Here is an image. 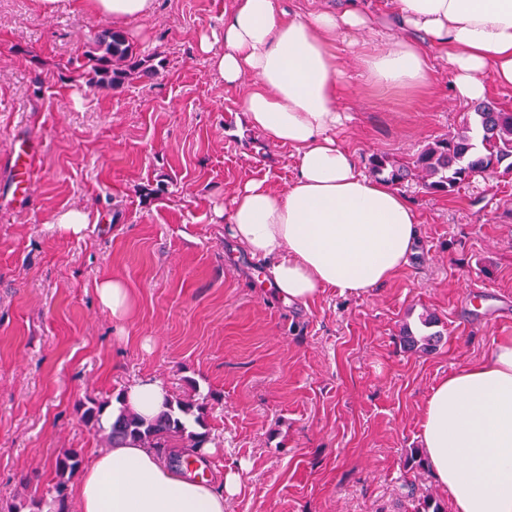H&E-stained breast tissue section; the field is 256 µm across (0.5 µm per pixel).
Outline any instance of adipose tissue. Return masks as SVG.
<instances>
[{
    "mask_svg": "<svg viewBox=\"0 0 512 512\" xmlns=\"http://www.w3.org/2000/svg\"><path fill=\"white\" fill-rule=\"evenodd\" d=\"M114 27L150 17L154 0H80ZM378 25L362 0L341 10L288 13L277 0H234L224 15V48L199 49L225 85L249 83L239 103L249 125L288 147L295 174L286 191L241 184L225 222L238 249L256 259L268 294L309 305L329 290L368 296L407 265L421 236L414 206L399 189L365 175L334 132L349 83L337 43L355 47L356 66L378 93L421 94L433 83L426 45L448 59L461 102L484 100L490 85L512 89V0H386ZM170 393L145 377L113 409L145 418ZM422 445L452 512H512V337L482 360L442 377L420 416ZM240 476L222 489L127 440L99 450L76 485L79 512H224Z\"/></svg>",
    "mask_w": 512,
    "mask_h": 512,
    "instance_id": "obj_1",
    "label": "adipose tissue"
}]
</instances>
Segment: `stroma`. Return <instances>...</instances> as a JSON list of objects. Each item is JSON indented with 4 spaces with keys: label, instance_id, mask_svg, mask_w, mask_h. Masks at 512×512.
<instances>
[{
    "label": "stroma",
    "instance_id": "1",
    "mask_svg": "<svg viewBox=\"0 0 512 512\" xmlns=\"http://www.w3.org/2000/svg\"><path fill=\"white\" fill-rule=\"evenodd\" d=\"M233 0H156L123 33L156 74L118 87L81 76L84 52L112 23L64 0H0V512L57 481L55 460L103 448L80 403L116 396L143 377L172 395L208 398L213 452L204 474H241L225 512H412L447 503L430 468L408 465L419 414L442 377L512 336V174L456 197L403 184L421 240L405 268L363 298L327 293L309 306L269 300L255 265L234 249L224 210L236 188L285 189L289 150L250 128L198 48L222 34ZM425 97L350 96L336 135L360 167L373 154L407 161L472 121L433 55ZM39 142L27 192L10 162ZM70 209L83 233L62 230ZM120 277L132 312L116 323L96 288ZM483 286L490 307L468 301ZM438 332L408 350L403 330ZM29 483H22V476Z\"/></svg>",
    "mask_w": 512,
    "mask_h": 512
}]
</instances>
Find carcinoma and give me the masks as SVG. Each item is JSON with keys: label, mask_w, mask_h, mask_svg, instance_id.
Returning <instances> with one entry per match:
<instances>
[{"label": "carcinoma", "mask_w": 512, "mask_h": 512, "mask_svg": "<svg viewBox=\"0 0 512 512\" xmlns=\"http://www.w3.org/2000/svg\"><path fill=\"white\" fill-rule=\"evenodd\" d=\"M86 58V76L95 85L119 86L156 72L133 57V48L119 31L101 34L86 52ZM475 116L480 143H474L472 128L467 124L453 136L427 144L410 162L375 154L370 158L371 169L394 186L417 180L429 192L455 196L477 174L493 173L503 161L512 159V112L505 111L493 100H486L475 107ZM440 338L436 333L419 338L407 333L403 342L410 350L427 351ZM109 406L107 401L94 399L80 405L81 420L102 435L109 447L133 437L177 461L182 449L203 448L210 441L204 400L172 397L166 409L153 419L125 410L116 419L105 420L103 416ZM81 462L76 451L57 457L55 471L59 481L46 495L30 501V512H69L64 477L72 475Z\"/></svg>", "instance_id": "carcinoma-1"}]
</instances>
